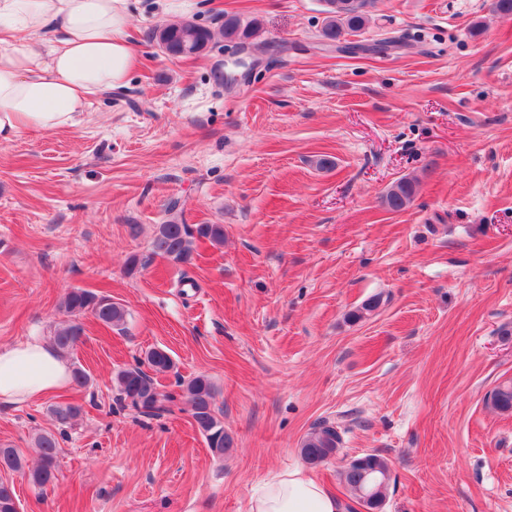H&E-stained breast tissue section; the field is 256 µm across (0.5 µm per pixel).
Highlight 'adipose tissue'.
<instances>
[{"instance_id":"adipose-tissue-1","label":"adipose tissue","mask_w":512,"mask_h":512,"mask_svg":"<svg viewBox=\"0 0 512 512\" xmlns=\"http://www.w3.org/2000/svg\"><path fill=\"white\" fill-rule=\"evenodd\" d=\"M128 0H0V141L28 129L72 126L91 95L126 84L137 64ZM71 382L42 341L0 347V403L26 404ZM249 512H344L302 468L282 471L249 500Z\"/></svg>"}]
</instances>
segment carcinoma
Segmentation results:
<instances>
[{
  "label": "carcinoma",
  "mask_w": 512,
  "mask_h": 512,
  "mask_svg": "<svg viewBox=\"0 0 512 512\" xmlns=\"http://www.w3.org/2000/svg\"><path fill=\"white\" fill-rule=\"evenodd\" d=\"M325 17L320 29V37L332 42H341L347 35H357L370 23L367 6L370 0H325ZM256 21L243 22L236 15H224L222 36L229 42L246 44L258 31ZM151 39L158 45H166L176 51L184 42H190L198 48L211 44L213 34L210 29L197 23L181 21L168 24L151 32ZM416 181L402 178L394 183L382 196V204L391 211H400L413 200ZM206 239L215 245L224 242L222 224H180L171 220L157 226L150 243L151 253L164 258L175 265H187L192 262L194 242ZM62 312L67 316L54 329L52 340L57 350L68 352L74 349L84 334L82 319L88 315L109 327L124 323L126 310L112 298L81 288L68 291L61 304ZM145 363L157 374H163L173 368V361L167 351L153 348L146 353ZM119 400L147 416H159L172 407L187 402L191 408V417L198 431L204 436L211 449H218L222 455L229 451L233 441L224 432V424L215 410V388L209 378L199 375L188 380H178L177 390L160 392L154 380L141 365L120 370L115 377ZM490 400L495 409L512 414V382H504L493 389ZM60 429L72 425L83 414V406L77 402H66L50 408ZM40 451V465L25 471L24 460L15 448H0V470L16 472L28 477L36 488L43 489L56 479V460L60 443L51 433H40L35 439ZM343 444L339 426L329 420L314 424L311 432L303 439L300 454L308 464L318 466L335 457ZM342 480L354 501L366 509V512H380L386 499V488L390 480V469L385 458L378 454H365L352 460L344 469ZM17 497L13 484L0 480V512H17Z\"/></svg>",
  "instance_id": "1"
}]
</instances>
